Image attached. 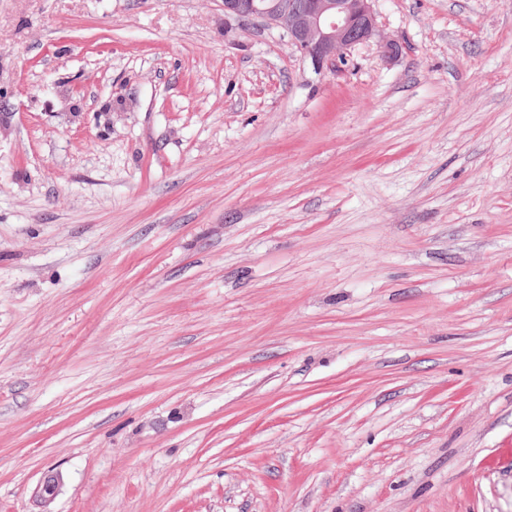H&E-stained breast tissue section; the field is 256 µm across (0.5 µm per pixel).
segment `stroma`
Instances as JSON below:
<instances>
[{
	"label": "stroma",
	"mask_w": 512,
	"mask_h": 512,
	"mask_svg": "<svg viewBox=\"0 0 512 512\" xmlns=\"http://www.w3.org/2000/svg\"><path fill=\"white\" fill-rule=\"evenodd\" d=\"M373 8L0 0V512H512V0ZM224 17L284 29L314 71L348 62L351 49L379 36L374 0H223ZM61 483L62 475L59 472L47 473L42 478L37 489L38 498L44 508L40 512H52L48 507L56 498Z\"/></svg>",
	"instance_id": "1"
}]
</instances>
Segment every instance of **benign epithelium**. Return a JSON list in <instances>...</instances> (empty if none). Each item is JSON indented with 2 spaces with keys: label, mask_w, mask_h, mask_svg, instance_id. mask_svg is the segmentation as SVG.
Here are the masks:
<instances>
[{
  "label": "benign epithelium",
  "mask_w": 512,
  "mask_h": 512,
  "mask_svg": "<svg viewBox=\"0 0 512 512\" xmlns=\"http://www.w3.org/2000/svg\"><path fill=\"white\" fill-rule=\"evenodd\" d=\"M374 0H224V17L260 20L284 29L290 45L314 71L348 62L351 49L379 36ZM62 483L58 472L46 474L37 489L42 512Z\"/></svg>",
  "instance_id": "obj_1"
}]
</instances>
